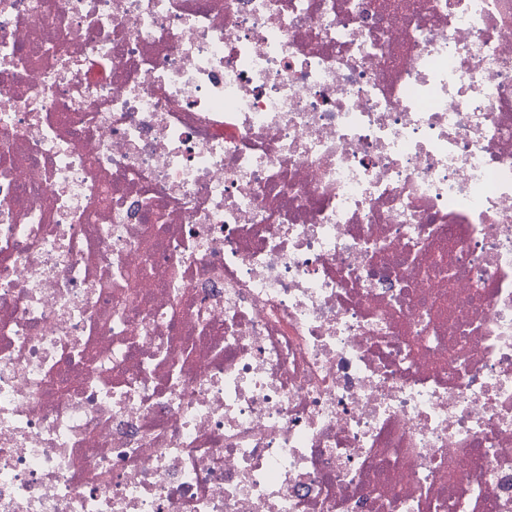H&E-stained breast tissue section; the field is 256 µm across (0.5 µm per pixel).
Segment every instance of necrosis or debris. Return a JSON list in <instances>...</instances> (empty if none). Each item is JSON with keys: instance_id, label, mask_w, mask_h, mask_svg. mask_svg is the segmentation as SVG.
<instances>
[{"instance_id": "necrosis-or-debris-1", "label": "necrosis or debris", "mask_w": 512, "mask_h": 512, "mask_svg": "<svg viewBox=\"0 0 512 512\" xmlns=\"http://www.w3.org/2000/svg\"><path fill=\"white\" fill-rule=\"evenodd\" d=\"M0 512H512V0H0Z\"/></svg>"}]
</instances>
